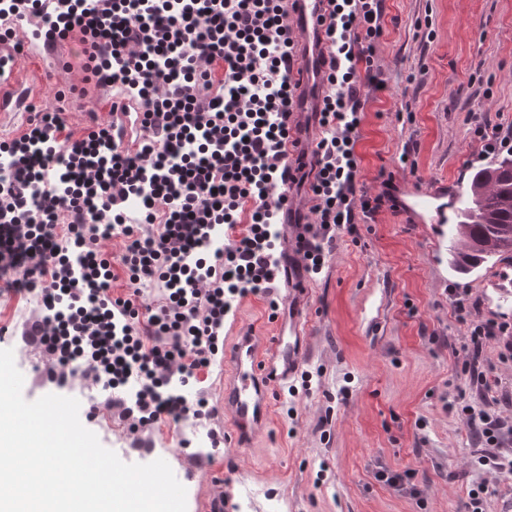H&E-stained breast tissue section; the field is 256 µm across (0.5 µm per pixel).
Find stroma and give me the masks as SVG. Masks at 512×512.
Masks as SVG:
<instances>
[{
    "label": "stroma",
    "mask_w": 512,
    "mask_h": 512,
    "mask_svg": "<svg viewBox=\"0 0 512 512\" xmlns=\"http://www.w3.org/2000/svg\"><path fill=\"white\" fill-rule=\"evenodd\" d=\"M387 35L377 48L385 87H363L366 118L357 151L369 194L394 188H452L470 184L496 163L473 140L469 113L490 126L512 125V0H385ZM428 25L429 46L416 39ZM42 55L21 59L31 91L66 90L61 106L80 128L86 102L70 95L78 69L43 70ZM415 141L417 166L399 156ZM512 273L505 256L470 276L448 267L438 227L406 212H384L341 235L323 273L290 297L307 314L299 373L272 383L273 422L242 451L229 439L221 412L225 369L214 366L202 387L216 416L198 433L161 422L144 431L156 457H167L177 479H188L187 510L198 501L228 497L234 512H465L473 482L485 479L470 460L478 435L448 403L464 395L487 407L463 369L467 324L457 319L449 291L467 290L474 320L512 324V294L489 283ZM39 310L31 296L0 291V349H12L33 401L51 393L39 349L21 332ZM266 297L241 298L226 319L229 336L268 335ZM84 426L127 463H143L127 426L105 405L106 391L73 380ZM226 441L212 452L208 435ZM409 472L413 497L378 481V471Z\"/></svg>",
    "instance_id": "1"
}]
</instances>
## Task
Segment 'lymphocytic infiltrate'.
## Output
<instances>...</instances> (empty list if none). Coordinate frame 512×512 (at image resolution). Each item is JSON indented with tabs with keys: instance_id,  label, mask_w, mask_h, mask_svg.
Masks as SVG:
<instances>
[{
	"instance_id": "lymphocytic-infiltrate-1",
	"label": "lymphocytic infiltrate",
	"mask_w": 512,
	"mask_h": 512,
	"mask_svg": "<svg viewBox=\"0 0 512 512\" xmlns=\"http://www.w3.org/2000/svg\"><path fill=\"white\" fill-rule=\"evenodd\" d=\"M332 2L328 91L311 114L314 176L293 180L312 202L295 241L310 274L337 235H356L390 199L368 196L356 151L360 89L384 85V0ZM24 31L49 50L75 43L83 83L122 97L76 131L45 104L0 141V279L41 300L22 339L42 349L57 388L77 376L113 389L109 405L131 433L205 418L206 399L189 401L181 386L209 373L236 298L271 294L283 270L288 73L298 61L287 0H0V42L21 45ZM126 100L135 109L123 126L110 115ZM130 126L133 150L122 146ZM116 235L126 249L114 263L103 243ZM147 285L163 288L161 305L142 301ZM511 332L471 326L462 346L471 380L486 383L485 346ZM462 412L484 443L478 469L512 479V418Z\"/></svg>"
}]
</instances>
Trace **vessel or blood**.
Instances as JSON below:
<instances>
[{
  "instance_id": "vessel-or-blood-1",
  "label": "vessel or blood",
  "mask_w": 512,
  "mask_h": 512,
  "mask_svg": "<svg viewBox=\"0 0 512 512\" xmlns=\"http://www.w3.org/2000/svg\"><path fill=\"white\" fill-rule=\"evenodd\" d=\"M291 25L297 35L299 60L290 73L295 92L301 97L300 112H311L313 86L321 84L324 57L315 44L329 21V0H288ZM18 67L11 48L0 43V123L18 105ZM465 196L463 189L448 192L411 188L405 208L423 224H447L449 213L458 211ZM305 328L301 312H294L287 323H278L268 336H238L233 342L225 370L221 403L229 416L237 448L251 447L256 433L269 422L272 401L270 385L278 375H291L300 364V340Z\"/></svg>"
}]
</instances>
